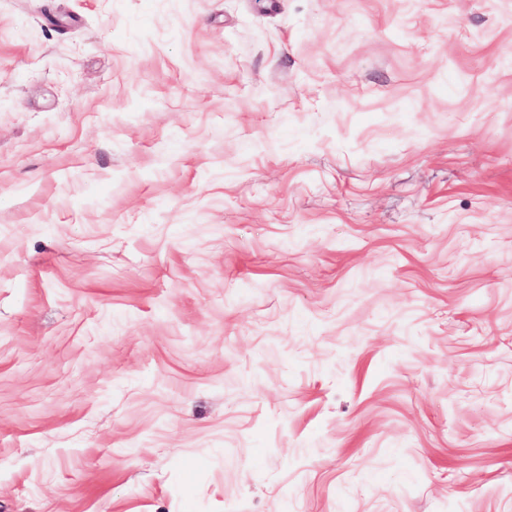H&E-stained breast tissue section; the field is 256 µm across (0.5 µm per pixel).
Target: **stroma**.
Returning a JSON list of instances; mask_svg holds the SVG:
<instances>
[{"mask_svg":"<svg viewBox=\"0 0 512 512\" xmlns=\"http://www.w3.org/2000/svg\"><path fill=\"white\" fill-rule=\"evenodd\" d=\"M0 512H512V0H0Z\"/></svg>","mask_w":512,"mask_h":512,"instance_id":"1","label":"stroma"}]
</instances>
